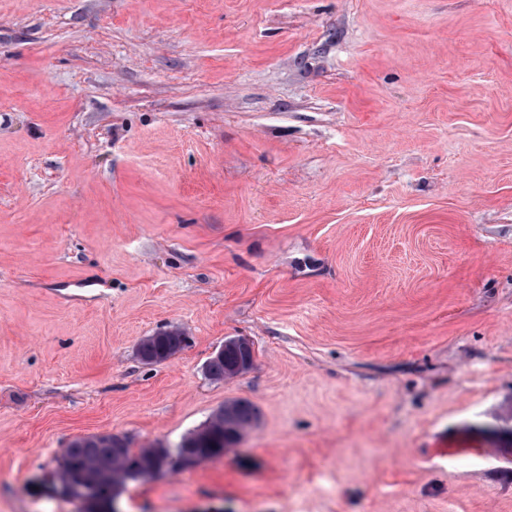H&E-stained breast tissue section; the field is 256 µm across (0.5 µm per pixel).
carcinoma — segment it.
Listing matches in <instances>:
<instances>
[{
	"label": "carcinoma",
	"mask_w": 512,
	"mask_h": 512,
	"mask_svg": "<svg viewBox=\"0 0 512 512\" xmlns=\"http://www.w3.org/2000/svg\"><path fill=\"white\" fill-rule=\"evenodd\" d=\"M185 341L182 330L170 328L143 338L137 352L144 363L158 364L178 353ZM253 362V345L230 337L224 340V355L211 356L204 370L208 378L224 381L242 375ZM257 420L258 411L250 402H227L200 429L183 437V446L174 451L159 443L135 450L129 438L116 435L79 438L64 449L53 476L60 485L78 488L81 496L96 503L90 512H114L112 500L120 497L128 483L143 479L147 470L173 471L181 467L179 458L186 452L202 463L220 458Z\"/></svg>",
	"instance_id": "obj_1"
}]
</instances>
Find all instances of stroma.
<instances>
[{"label":"stroma","instance_id":"stroma-1","mask_svg":"<svg viewBox=\"0 0 512 512\" xmlns=\"http://www.w3.org/2000/svg\"><path fill=\"white\" fill-rule=\"evenodd\" d=\"M233 400L122 512H512V0H0V512ZM186 336L179 328H170L159 331L143 338L138 345V355L146 364L162 363L184 346ZM243 337H230L224 340V356L212 355L204 366L207 377L214 381H224L236 378L245 373L254 362L253 345L237 342ZM258 411L246 400H234L214 411L204 425L184 436L175 451L163 444L131 448L125 436L100 435L74 440L64 449L54 478L62 486L80 489V496L90 499L97 508L89 512H114L116 502L129 482L143 479L149 469L173 471L181 467L179 458L186 452L199 462L224 455L257 423Z\"/></svg>","mask_w":512,"mask_h":512}]
</instances>
